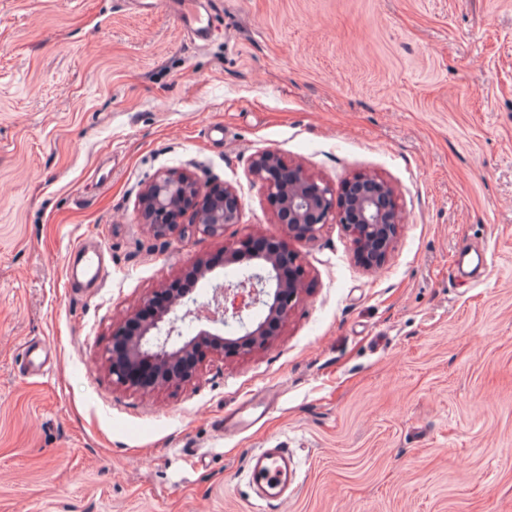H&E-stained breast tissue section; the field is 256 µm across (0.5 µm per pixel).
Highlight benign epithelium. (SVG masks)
<instances>
[{
    "mask_svg": "<svg viewBox=\"0 0 512 512\" xmlns=\"http://www.w3.org/2000/svg\"><path fill=\"white\" fill-rule=\"evenodd\" d=\"M253 184L278 205L276 220L285 232L275 247L251 251L248 241L224 248L223 261L199 258L189 273L194 283L212 284L215 270L235 266L239 278L213 284L212 299L200 302L176 292L156 315L126 338L125 362L108 357L112 383L154 391L190 381L203 357L215 352L237 355L264 347L271 339L268 323L284 322L304 290V269L291 243L316 239L327 224H341L353 237L360 261L384 264L403 220L392 189L368 175L346 179L340 187L318 181L292 167L274 151L255 155L249 166ZM139 223L154 235L174 234L187 214L203 235H224L236 224L241 201L232 185L217 197L192 175L161 170L138 198ZM196 326L193 336L185 329Z\"/></svg>",
    "mask_w": 512,
    "mask_h": 512,
    "instance_id": "7a95c632",
    "label": "benign epithelium"
}]
</instances>
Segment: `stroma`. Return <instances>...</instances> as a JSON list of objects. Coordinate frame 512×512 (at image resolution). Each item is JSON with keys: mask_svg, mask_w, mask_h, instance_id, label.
Masks as SVG:
<instances>
[{"mask_svg": "<svg viewBox=\"0 0 512 512\" xmlns=\"http://www.w3.org/2000/svg\"><path fill=\"white\" fill-rule=\"evenodd\" d=\"M0 0V512H262L249 454L292 453L280 512H512V0ZM278 153L394 190L383 266L342 225L265 348L154 392L113 385L112 333L192 262L279 237L248 173ZM235 186L220 237L138 221L156 172ZM97 288L65 284L78 242ZM484 247L474 283L449 270ZM44 375L22 366L25 347ZM250 429L224 433L246 399Z\"/></svg>", "mask_w": 512, "mask_h": 512, "instance_id": "stroma-1", "label": "stroma"}]
</instances>
